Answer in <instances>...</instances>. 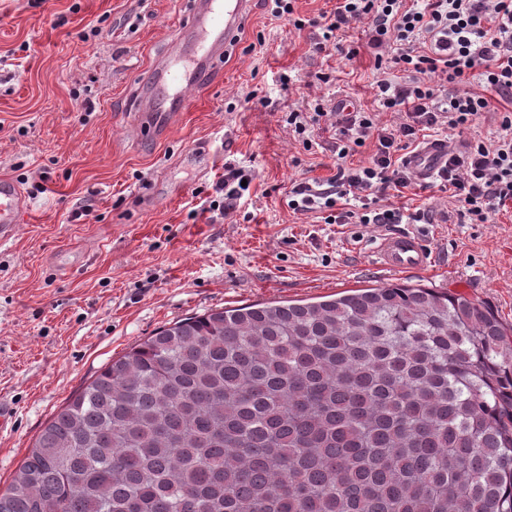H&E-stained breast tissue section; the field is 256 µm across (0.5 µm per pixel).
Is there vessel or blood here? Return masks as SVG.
Instances as JSON below:
<instances>
[{
	"label": "vessel or blood",
	"mask_w": 512,
	"mask_h": 512,
	"mask_svg": "<svg viewBox=\"0 0 512 512\" xmlns=\"http://www.w3.org/2000/svg\"><path fill=\"white\" fill-rule=\"evenodd\" d=\"M254 0H193L185 25L172 39L171 51L155 59L150 91H138L133 126L153 136H165L187 111L196 90L221 70L235 47ZM446 147L433 143L410 159L419 177L432 175ZM27 206L21 189L8 177L0 178V247L12 242L18 216ZM378 266L386 272H410L427 266L429 253L420 235L399 232L382 238Z\"/></svg>",
	"instance_id": "obj_1"
}]
</instances>
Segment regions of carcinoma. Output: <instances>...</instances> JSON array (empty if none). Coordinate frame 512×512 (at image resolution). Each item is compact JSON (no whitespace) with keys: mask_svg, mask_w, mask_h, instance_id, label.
Here are the masks:
<instances>
[{"mask_svg":"<svg viewBox=\"0 0 512 512\" xmlns=\"http://www.w3.org/2000/svg\"><path fill=\"white\" fill-rule=\"evenodd\" d=\"M0 512H512V342L404 283L189 317L67 402Z\"/></svg>","mask_w":512,"mask_h":512,"instance_id":"cac0c4a2","label":"carcinoma"}]
</instances>
